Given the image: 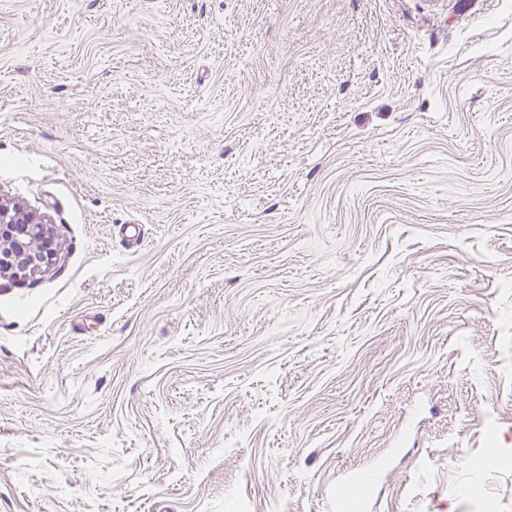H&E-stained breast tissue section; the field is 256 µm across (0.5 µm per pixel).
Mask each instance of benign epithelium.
<instances>
[{
    "mask_svg": "<svg viewBox=\"0 0 512 512\" xmlns=\"http://www.w3.org/2000/svg\"><path fill=\"white\" fill-rule=\"evenodd\" d=\"M56 256L48 225L22 206L0 200V274L23 280Z\"/></svg>",
    "mask_w": 512,
    "mask_h": 512,
    "instance_id": "obj_1",
    "label": "benign epithelium"
}]
</instances>
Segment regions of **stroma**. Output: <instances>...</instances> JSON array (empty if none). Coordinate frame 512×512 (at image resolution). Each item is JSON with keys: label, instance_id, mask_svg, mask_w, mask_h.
<instances>
[{"label": "stroma", "instance_id": "stroma-1", "mask_svg": "<svg viewBox=\"0 0 512 512\" xmlns=\"http://www.w3.org/2000/svg\"><path fill=\"white\" fill-rule=\"evenodd\" d=\"M0 198V512H512V0H0ZM47 224L18 204L0 200V275L23 280L56 260Z\"/></svg>", "mask_w": 512, "mask_h": 512}]
</instances>
